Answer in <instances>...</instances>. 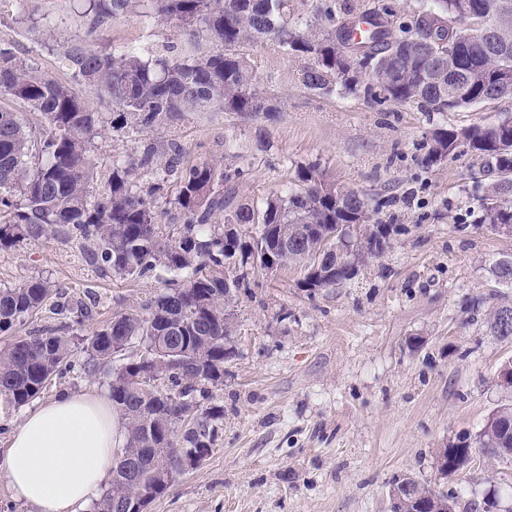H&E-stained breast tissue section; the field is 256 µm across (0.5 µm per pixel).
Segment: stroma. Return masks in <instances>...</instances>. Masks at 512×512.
<instances>
[{"instance_id": "stroma-1", "label": "stroma", "mask_w": 512, "mask_h": 512, "mask_svg": "<svg viewBox=\"0 0 512 512\" xmlns=\"http://www.w3.org/2000/svg\"><path fill=\"white\" fill-rule=\"evenodd\" d=\"M44 17L56 21L61 41L86 29L71 0H0V41L35 49L39 70L61 79L55 55L42 47ZM122 44L209 48L175 27L151 33L134 17L98 33L100 49ZM240 51L279 106L275 118L195 112L159 131L106 132L91 153L98 189L113 161L141 144L173 141L185 162L242 168L238 199L257 206L297 190L298 167L317 165L326 182L362 194L374 219L397 231L388 251L337 288L305 291L294 267L251 270L233 306L235 355L212 392V404L224 409L212 451L147 512H390L395 480L434 482L439 449L476 434L494 409L512 404V390L497 382L512 342L488 327L492 307L512 301V288L490 273L495 260L512 254V236L478 221L492 178L463 144L444 160L425 161L434 128L510 119L512 98L432 116L339 87L309 90L299 62L274 45ZM35 277L90 306L91 316L73 329L89 336L114 314L141 310L163 292L167 274L100 275L76 242L37 240L0 251V288ZM84 363L77 354L41 400L107 391L108 368L89 374ZM448 485L466 503L499 490L501 512H512V466L477 454Z\"/></svg>"}]
</instances>
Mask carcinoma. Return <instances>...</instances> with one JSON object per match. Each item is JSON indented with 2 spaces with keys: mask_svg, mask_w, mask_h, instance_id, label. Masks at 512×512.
<instances>
[{
  "mask_svg": "<svg viewBox=\"0 0 512 512\" xmlns=\"http://www.w3.org/2000/svg\"><path fill=\"white\" fill-rule=\"evenodd\" d=\"M89 19L86 38L54 46L59 67L70 81L39 72L11 43L0 45V250L25 241L82 239L92 243L89 263L103 275L138 278L163 270L175 274L166 289L141 312L115 314L90 336L48 331L19 337L0 351V407L18 410L37 399L53 376L73 368L82 352L84 368L111 367L110 397L127 430L125 459L90 512H138L143 502L165 495L180 460H201L218 437L224 408L199 410L197 398L224 385V363L234 355L233 303L245 275L227 280L225 265L245 269L264 248L288 235V252L274 254L277 267L304 268L302 287L313 292L355 277L353 269L383 255L391 245L392 224L370 223L364 197L319 183L314 164L298 168L301 188L267 199L258 207L234 204L243 169L224 163H186L172 144L149 143L127 161L117 160L104 192L90 161L95 138L114 132L156 131L191 112L219 110L275 117L265 105L255 64L238 53L245 44L271 42L302 63L310 90L363 94L375 102L412 104L423 112H448L505 97L498 86L502 68L512 69V0H473L500 26L506 50L493 51L463 18L445 26L456 0L433 5L408 20L387 7L362 6L336 14V0H323L313 20L288 18V0H78ZM128 15L144 27L174 25L213 45L207 53L174 56V48L150 54L118 45L103 51L91 36L99 27ZM363 54L368 80L348 74L336 40ZM107 102L99 112L93 100ZM461 142L496 177L481 201L480 222L497 230L512 227V120L464 129H435L426 160L440 161ZM155 176L143 187L141 174ZM176 195L168 199L170 186ZM170 200L182 228L177 237L161 232L159 204ZM224 222H216L217 216ZM255 224L258 236H235L224 243V225ZM342 224H363L360 237ZM335 235L336 253L321 263L320 243ZM491 275L512 288V256L493 264ZM57 294L55 285L33 278L0 288V335L14 331ZM493 335L512 340V304L503 302L490 316ZM140 351H130L133 344ZM158 374L172 391L151 386ZM498 463L512 464V405L489 414L480 432L439 452L445 458L441 480L467 466L473 450ZM394 486L413 495L407 512H490L498 497L460 506L461 497L436 482L408 476Z\"/></svg>",
  "mask_w": 512,
  "mask_h": 512,
  "instance_id": "obj_1",
  "label": "carcinoma"
}]
</instances>
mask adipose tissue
<instances>
[{"instance_id":"1","label":"adipose tissue","mask_w":512,"mask_h":512,"mask_svg":"<svg viewBox=\"0 0 512 512\" xmlns=\"http://www.w3.org/2000/svg\"><path fill=\"white\" fill-rule=\"evenodd\" d=\"M126 437L109 395L65 393L26 412L0 472L36 512H81L100 497Z\"/></svg>"}]
</instances>
